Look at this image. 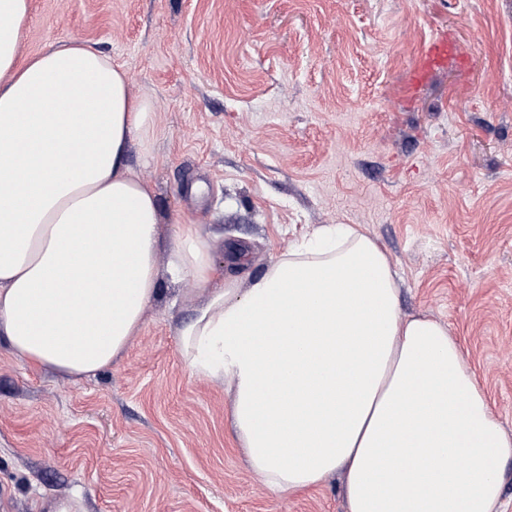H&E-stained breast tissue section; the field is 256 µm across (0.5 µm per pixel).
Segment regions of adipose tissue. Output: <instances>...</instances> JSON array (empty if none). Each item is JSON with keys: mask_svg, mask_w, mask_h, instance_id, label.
Segmentation results:
<instances>
[{"mask_svg": "<svg viewBox=\"0 0 512 512\" xmlns=\"http://www.w3.org/2000/svg\"><path fill=\"white\" fill-rule=\"evenodd\" d=\"M29 12L0 0V340L78 380L126 350L159 293V209L125 163L149 112L88 43L21 58ZM169 265L210 289L182 354L231 384L230 424L271 492L341 470L349 512H496L512 437L448 327L403 315L375 238L323 224L248 287L214 289L189 225Z\"/></svg>", "mask_w": 512, "mask_h": 512, "instance_id": "adipose-tissue-1", "label": "adipose tissue"}]
</instances>
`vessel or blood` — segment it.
Listing matches in <instances>:
<instances>
[{
  "label": "vessel or blood",
  "mask_w": 512,
  "mask_h": 512,
  "mask_svg": "<svg viewBox=\"0 0 512 512\" xmlns=\"http://www.w3.org/2000/svg\"><path fill=\"white\" fill-rule=\"evenodd\" d=\"M472 57L458 36L444 29L420 45L414 66L410 73L411 92H419L427 80L434 74L451 69L468 67Z\"/></svg>",
  "instance_id": "vessel-or-blood-1"
}]
</instances>
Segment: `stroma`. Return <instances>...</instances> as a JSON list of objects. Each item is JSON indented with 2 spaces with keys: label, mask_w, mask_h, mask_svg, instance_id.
I'll use <instances>...</instances> for the list:
<instances>
[{
  "label": "stroma",
  "mask_w": 512,
  "mask_h": 512,
  "mask_svg": "<svg viewBox=\"0 0 512 512\" xmlns=\"http://www.w3.org/2000/svg\"><path fill=\"white\" fill-rule=\"evenodd\" d=\"M472 55L406 94L420 44ZM77 38L127 73L152 125L128 163L163 241L215 239L240 287L315 224H358L405 314L449 326L512 435V0H31L20 53ZM160 293L111 367L77 382L0 344V512L81 491L89 512H348L343 475L271 493L228 426V384L176 333L204 292Z\"/></svg>",
  "instance_id": "stroma-1"
}]
</instances>
